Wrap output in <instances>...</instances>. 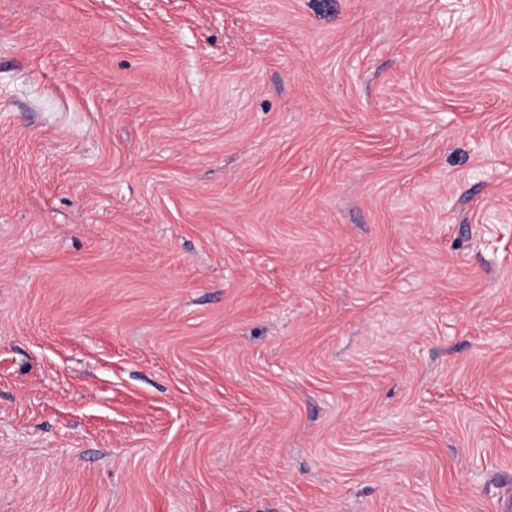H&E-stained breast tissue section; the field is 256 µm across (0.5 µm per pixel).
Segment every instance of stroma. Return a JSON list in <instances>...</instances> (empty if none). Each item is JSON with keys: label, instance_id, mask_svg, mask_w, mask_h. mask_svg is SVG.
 I'll return each instance as SVG.
<instances>
[{"label": "stroma", "instance_id": "stroma-1", "mask_svg": "<svg viewBox=\"0 0 512 512\" xmlns=\"http://www.w3.org/2000/svg\"><path fill=\"white\" fill-rule=\"evenodd\" d=\"M512 496V0H0V512Z\"/></svg>", "mask_w": 512, "mask_h": 512}]
</instances>
